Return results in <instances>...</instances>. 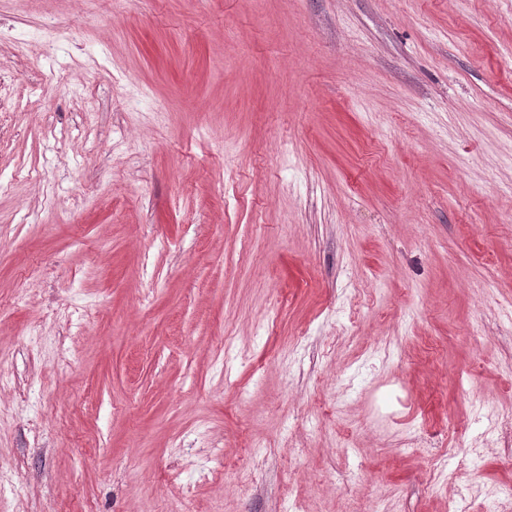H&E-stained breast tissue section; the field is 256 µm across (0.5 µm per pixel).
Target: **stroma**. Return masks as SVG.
Returning <instances> with one entry per match:
<instances>
[{"label":"stroma","mask_w":512,"mask_h":512,"mask_svg":"<svg viewBox=\"0 0 512 512\" xmlns=\"http://www.w3.org/2000/svg\"><path fill=\"white\" fill-rule=\"evenodd\" d=\"M510 406L512 0H0V512H448Z\"/></svg>","instance_id":"35a3bbf8"}]
</instances>
